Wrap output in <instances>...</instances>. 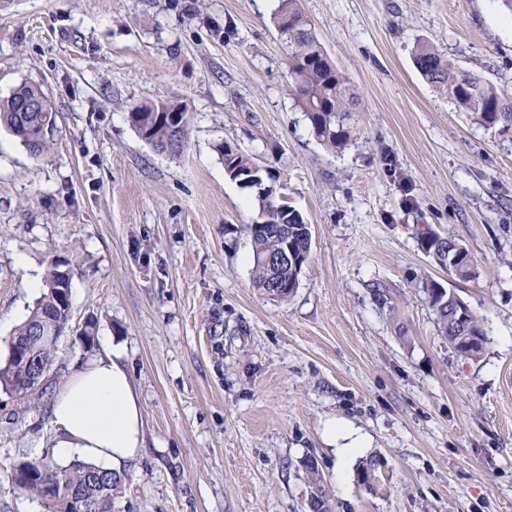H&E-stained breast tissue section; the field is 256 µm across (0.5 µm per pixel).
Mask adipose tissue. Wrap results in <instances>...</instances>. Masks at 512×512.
Returning a JSON list of instances; mask_svg holds the SVG:
<instances>
[{"label": "adipose tissue", "instance_id": "adipose-tissue-1", "mask_svg": "<svg viewBox=\"0 0 512 512\" xmlns=\"http://www.w3.org/2000/svg\"><path fill=\"white\" fill-rule=\"evenodd\" d=\"M52 416L59 430L53 451L62 459L77 455L119 471L136 462L145 446L139 397L116 345L66 381Z\"/></svg>", "mask_w": 512, "mask_h": 512}]
</instances>
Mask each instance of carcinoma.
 <instances>
[{
	"instance_id": "cac0c4a2",
	"label": "carcinoma",
	"mask_w": 512,
	"mask_h": 512,
	"mask_svg": "<svg viewBox=\"0 0 512 512\" xmlns=\"http://www.w3.org/2000/svg\"><path fill=\"white\" fill-rule=\"evenodd\" d=\"M274 23L292 46L290 70L297 81L296 91L306 119L315 134L325 143L340 147L350 136L349 127L344 124L353 98L346 94L344 79L335 63L328 57L310 24L299 8V0H280ZM416 66L420 74L452 97L459 107L472 113L478 123L493 127L499 123L512 125V97L499 91L494 85L477 76L458 72L452 62L441 58L434 51L423 49L416 54ZM30 100L39 105L35 112H20L18 104ZM165 103L145 104L129 113L132 126L139 136L162 152L178 154L185 143V136L177 134L175 125H189V113L169 111ZM56 113L47 96L38 86L21 84L4 101L0 100V127L18 137L21 143L35 156L48 148V138L39 140L29 135V128L52 131ZM226 174L233 180L241 174L252 172L257 167L253 158L237 150L221 147ZM262 221L250 224L247 230L252 246V272L256 287L265 292L269 288V272L262 260L266 254L275 255L283 249H290L288 265L280 270L281 286L294 291L296 279L308 259L311 250V234L302 216L294 209L286 210L287 204L272 199L264 191L258 192ZM288 223L293 228L288 239L278 233L280 225ZM54 269L45 275V291L37 301L28 319L23 322L8 340V343L22 344L33 335L35 326L43 317L52 314L60 322V329L69 327L71 315L62 304V290L57 288L60 278ZM425 299L432 308L440 332L448 346L467 358H478L485 350L487 332L484 322L470 308L464 309V320L458 321L453 306L457 297L435 281L422 286ZM22 368L12 360L5 361L0 368V387L13 394L16 399L28 404L35 395L43 393L41 388L20 385ZM15 467L18 471L17 487L36 497L46 512H67L68 493L76 492L83 499L102 505V512H112V503L121 493L122 479L115 472L85 461H73L66 465L47 456L33 461L21 460ZM312 474L313 491L308 507L310 512H331L325 487L318 477L314 464H309ZM55 477L63 484V491L55 498L46 497L44 484Z\"/></svg>"
}]
</instances>
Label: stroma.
<instances>
[{
    "mask_svg": "<svg viewBox=\"0 0 512 512\" xmlns=\"http://www.w3.org/2000/svg\"><path fill=\"white\" fill-rule=\"evenodd\" d=\"M300 4L354 96L340 148L299 107L279 0H0V100L35 85L58 114L38 157L0 128V361L57 258L60 381L112 341L141 402L146 446L112 512H309L311 463L332 512H512V128L414 64L428 47L512 94V0ZM159 102L191 114L179 155L129 120ZM227 143L310 226L285 300L254 285L259 202L225 174ZM430 232L473 278L434 263ZM429 279L483 318L480 358L440 335ZM58 391L24 411L0 390V512H45L11 473L51 455ZM333 422L365 440L342 468Z\"/></svg>",
    "mask_w": 512,
    "mask_h": 512,
    "instance_id": "stroma-1",
    "label": "stroma"
}]
</instances>
